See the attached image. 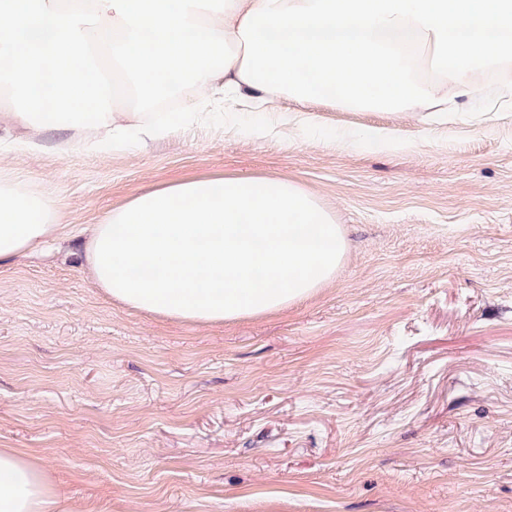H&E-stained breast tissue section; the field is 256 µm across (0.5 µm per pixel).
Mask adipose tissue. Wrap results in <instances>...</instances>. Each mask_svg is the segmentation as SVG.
<instances>
[{
  "label": "adipose tissue",
  "mask_w": 512,
  "mask_h": 512,
  "mask_svg": "<svg viewBox=\"0 0 512 512\" xmlns=\"http://www.w3.org/2000/svg\"><path fill=\"white\" fill-rule=\"evenodd\" d=\"M5 129L52 125L136 146L171 129L113 100L170 81L222 98L226 115L274 98H331L358 112H453L476 76L512 61V0H0ZM55 65L53 79L45 68ZM57 202L0 179V261L59 230ZM338 224L302 185L186 179L145 191L94 225L92 279L113 302L221 324L312 296L336 275ZM46 474L0 448V512H53Z\"/></svg>",
  "instance_id": "obj_1"
}]
</instances>
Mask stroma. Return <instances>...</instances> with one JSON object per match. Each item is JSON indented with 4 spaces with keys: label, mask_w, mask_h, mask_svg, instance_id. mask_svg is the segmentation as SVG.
Returning <instances> with one entry per match:
<instances>
[{
    "label": "stroma",
    "mask_w": 512,
    "mask_h": 512,
    "mask_svg": "<svg viewBox=\"0 0 512 512\" xmlns=\"http://www.w3.org/2000/svg\"><path fill=\"white\" fill-rule=\"evenodd\" d=\"M479 85L443 122L283 98L315 125L1 142L0 178L78 230L173 181L271 176L311 190L346 249L310 298L224 325L112 303L78 236L0 261V448L43 466L57 512H512V73Z\"/></svg>",
    "instance_id": "stroma-1"
}]
</instances>
